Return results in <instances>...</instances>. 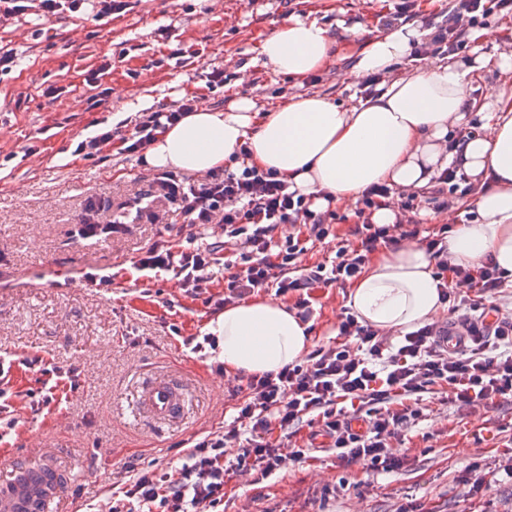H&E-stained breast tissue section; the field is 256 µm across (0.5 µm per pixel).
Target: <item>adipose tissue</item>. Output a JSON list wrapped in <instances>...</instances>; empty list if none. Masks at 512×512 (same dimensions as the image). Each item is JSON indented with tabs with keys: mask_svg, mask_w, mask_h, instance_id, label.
Masks as SVG:
<instances>
[{
	"mask_svg": "<svg viewBox=\"0 0 512 512\" xmlns=\"http://www.w3.org/2000/svg\"><path fill=\"white\" fill-rule=\"evenodd\" d=\"M420 36L406 23L367 40L352 77L389 81L358 105L345 108L316 93L276 105L235 94L224 109L198 107L165 129L145 163L202 175L240 152L245 165L287 179L313 209L346 212L370 186L425 189L456 164L475 187L470 204L477 217L449 233L452 263L475 267L490 257L512 273V94L491 85L482 100L470 96L471 82L490 65L512 72V55L433 59L395 74ZM259 54L276 74L300 81L335 62L336 40L317 22L291 16L261 42ZM474 110L489 113L487 133L457 138ZM434 271L433 256L417 242L377 252L349 284L346 305L387 336L433 323L446 312ZM208 330L228 378L278 371L312 345L308 324L294 310L262 296L225 307Z\"/></svg>",
	"mask_w": 512,
	"mask_h": 512,
	"instance_id": "1",
	"label": "adipose tissue"
}]
</instances>
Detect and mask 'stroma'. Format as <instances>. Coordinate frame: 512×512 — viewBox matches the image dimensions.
I'll list each match as a JSON object with an SVG mask.
<instances>
[{
  "label": "stroma",
  "mask_w": 512,
  "mask_h": 512,
  "mask_svg": "<svg viewBox=\"0 0 512 512\" xmlns=\"http://www.w3.org/2000/svg\"><path fill=\"white\" fill-rule=\"evenodd\" d=\"M394 0H132L131 9L100 21L26 15L0 21V48L15 49L17 65L0 75V353L40 356L48 367L74 372L66 402L34 408L28 390L37 373L12 367L20 423L0 444V482L35 455L67 466L60 495L68 512H109L112 481L125 462L174 471L188 442L218 432L234 416L231 391L211 351L192 353L183 340L200 336L213 317L201 300L174 281L138 276L141 251L162 225L138 223L102 240L78 233L85 201L131 200L148 171L141 155L112 149L75 154L92 121L135 117L142 102L174 104L187 95L221 108L239 91L260 103L319 93L350 106L364 87L350 76L367 38L383 32ZM317 20L339 44L343 60L317 72L312 83L275 74L257 51L285 18ZM112 68L98 87L88 70L103 57ZM251 79L240 83L241 68ZM226 75L208 88L213 69ZM61 96L48 100V88ZM108 96L110 110L93 105ZM434 190L418 192L426 227L467 224L466 199L436 207ZM109 269L112 286L83 281L82 272ZM345 292L320 293L311 321L314 342L336 336ZM179 333H172V326ZM183 385L186 402L173 422L140 414L137 394L149 379ZM400 470L376 473L341 467L326 452L260 483L237 479L224 486V512H512V403L474 412L430 404L395 450ZM491 480L470 493L473 473Z\"/></svg>",
  "instance_id": "stroma-1"
}]
</instances>
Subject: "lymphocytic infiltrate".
<instances>
[{
    "mask_svg": "<svg viewBox=\"0 0 512 512\" xmlns=\"http://www.w3.org/2000/svg\"><path fill=\"white\" fill-rule=\"evenodd\" d=\"M129 7V0H0V16L35 13L62 19L88 12L100 20ZM507 9L512 10V0H459L447 20L435 25L420 54L466 46L470 23ZM196 106L192 96L178 107L143 113L128 133L103 124L78 142L75 152L92 157L115 143L123 152H141ZM159 200L174 204L185 224L223 225L224 242L204 244L192 236L176 249L167 238L159 239L142 252L135 269L147 278L177 281L186 293L203 297L206 306L220 309L261 288L292 298L306 321L315 313L318 288L345 287L374 252L415 241L437 259L436 276L451 318L393 343L343 310L334 345L315 346L278 372L250 375L232 423L196 440L176 473L127 463L113 487L112 512H219L229 478L270 477L320 446L332 449L341 466L395 471L404 460L392 448L408 424L422 416L424 395L439 394L444 403L470 410L512 401V314L489 303L512 283V275L491 259L474 268L452 264L447 225L425 232L412 217L413 197L399 204L397 223L374 224L367 212L388 204L390 191L384 185L368 188L350 229L353 243L339 246L331 264L309 268L298 266V256L308 243L329 238L331 216L311 210L308 199L291 191L276 171L254 166L214 170L199 183L174 171H157L135 201L150 223L170 233L174 226L167 214L158 213ZM282 224H300L306 231L274 239ZM236 247L241 253L234 272L224 278L223 296H208L216 269L224 265V249ZM358 421L363 429H355Z\"/></svg>",
    "mask_w": 512,
    "mask_h": 512,
    "instance_id": "f902f5d3",
    "label": "lymphocytic infiltrate"
}]
</instances>
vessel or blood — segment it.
Returning <instances> with one entry per match:
<instances>
[{
	"label": "vessel or blood",
	"instance_id": "obj_1",
	"mask_svg": "<svg viewBox=\"0 0 512 512\" xmlns=\"http://www.w3.org/2000/svg\"><path fill=\"white\" fill-rule=\"evenodd\" d=\"M183 401L179 384L160 379L143 387L139 406L151 418L170 421L178 417ZM55 472L41 458H30L16 469L12 480L0 485V512H62L59 492L48 483Z\"/></svg>",
	"mask_w": 512,
	"mask_h": 512
}]
</instances>
